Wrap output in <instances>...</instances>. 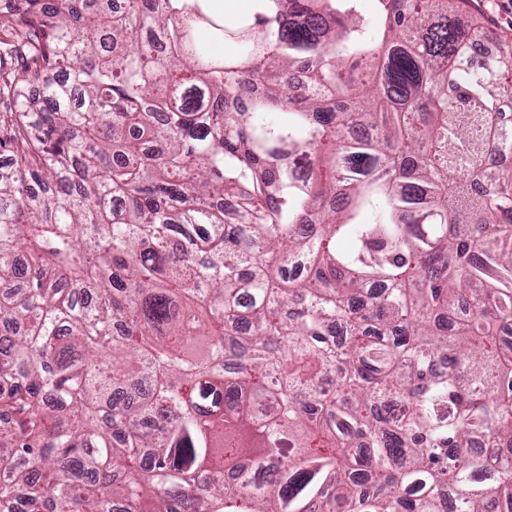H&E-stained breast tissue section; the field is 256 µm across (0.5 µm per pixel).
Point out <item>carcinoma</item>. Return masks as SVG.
I'll return each instance as SVG.
<instances>
[{
  "mask_svg": "<svg viewBox=\"0 0 512 512\" xmlns=\"http://www.w3.org/2000/svg\"><path fill=\"white\" fill-rule=\"evenodd\" d=\"M9 2L0 512H512L471 447L512 449V41L471 63L448 0Z\"/></svg>",
  "mask_w": 512,
  "mask_h": 512,
  "instance_id": "cac0c4a2",
  "label": "carcinoma"
}]
</instances>
